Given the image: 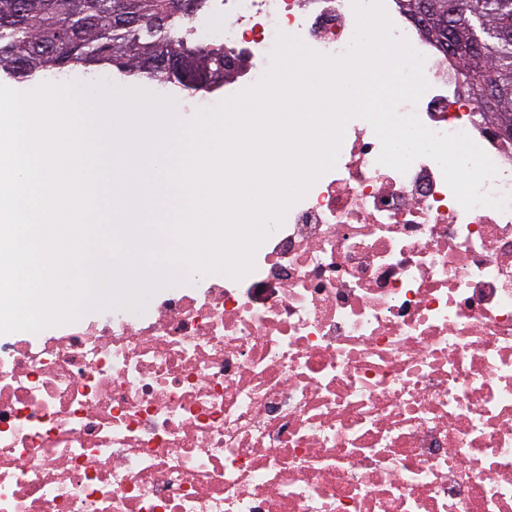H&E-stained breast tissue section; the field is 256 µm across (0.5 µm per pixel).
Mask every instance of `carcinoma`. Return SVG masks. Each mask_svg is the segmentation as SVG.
Listing matches in <instances>:
<instances>
[{
    "mask_svg": "<svg viewBox=\"0 0 512 512\" xmlns=\"http://www.w3.org/2000/svg\"><path fill=\"white\" fill-rule=\"evenodd\" d=\"M202 0H0V73L26 80L68 65L114 68L185 91L224 88L234 66L222 47L190 39L189 16ZM439 48L459 60L460 76L479 90L476 111L512 138V0H400ZM178 57L171 72L156 66Z\"/></svg>",
    "mask_w": 512,
    "mask_h": 512,
    "instance_id": "carcinoma-1",
    "label": "carcinoma"
}]
</instances>
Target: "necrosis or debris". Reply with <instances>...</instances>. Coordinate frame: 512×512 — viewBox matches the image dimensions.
Returning <instances> with one entry per match:
<instances>
[{
  "instance_id": "4bbe7bcc",
  "label": "necrosis or debris",
  "mask_w": 512,
  "mask_h": 512,
  "mask_svg": "<svg viewBox=\"0 0 512 512\" xmlns=\"http://www.w3.org/2000/svg\"><path fill=\"white\" fill-rule=\"evenodd\" d=\"M425 61L416 113L465 133L505 209H464L432 159L378 164L359 117L253 270L174 282L143 311L0 335V512H512V141L456 62L383 0ZM268 71L273 31L348 53L353 0H206Z\"/></svg>"
}]
</instances>
